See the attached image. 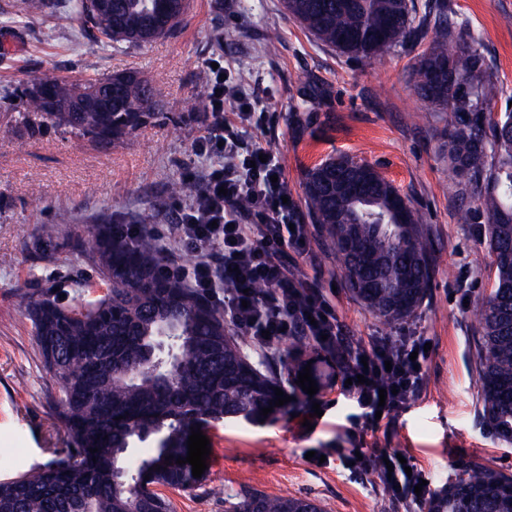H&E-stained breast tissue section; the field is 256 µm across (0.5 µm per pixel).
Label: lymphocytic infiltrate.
<instances>
[{
    "label": "lymphocytic infiltrate",
    "instance_id": "obj_1",
    "mask_svg": "<svg viewBox=\"0 0 512 512\" xmlns=\"http://www.w3.org/2000/svg\"><path fill=\"white\" fill-rule=\"evenodd\" d=\"M204 73V134L195 149L205 176L158 237L166 257L162 272L214 301L235 335L254 349L301 336L339 359L345 380L340 394L354 411L350 445L337 456L355 470L376 473V491L400 502L404 512H422L431 491L425 473L405 472L396 451L364 450L356 430L391 428L420 397L427 339L346 334L335 301L305 271L315 262L311 235L298 223L295 203L283 200L288 189L278 179V157L246 137L261 97L242 83H226L223 69L208 64ZM228 282L237 286L234 295L223 293Z\"/></svg>",
    "mask_w": 512,
    "mask_h": 512
}]
</instances>
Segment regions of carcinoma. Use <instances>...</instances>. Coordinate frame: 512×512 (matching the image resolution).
I'll use <instances>...</instances> for the list:
<instances>
[{"label":"carcinoma","mask_w":512,"mask_h":512,"mask_svg":"<svg viewBox=\"0 0 512 512\" xmlns=\"http://www.w3.org/2000/svg\"><path fill=\"white\" fill-rule=\"evenodd\" d=\"M290 18L317 40L357 60L433 40L412 73L415 93L446 112L441 150L458 179L466 224L484 225L494 278L480 311L478 376L481 413L497 438L512 442V110L494 115L501 98L486 56L464 22L448 21V6L415 0H283ZM189 0H116L115 12L77 0L55 16L112 43L142 46L174 32ZM118 83L123 94L102 107L72 108L89 86ZM22 94L41 118L21 117L29 138L43 124L63 126L109 150L155 115L151 92L136 74L85 81L55 76L31 80ZM397 188L374 166L350 156L328 158L305 173L312 223L330 240L355 298L388 322L412 317L430 288L435 245L413 206L392 212ZM59 229L38 235L44 254ZM74 247L98 275L103 292L73 306L53 288L29 297L28 313L44 364L59 384L56 403L70 448L41 471L0 480V512H170L157 491L198 488L187 457L191 428L226 418L263 419L281 387L269 369L242 354L224 313L195 290L160 272L163 254L149 232L129 242L112 220L89 224ZM150 450L129 461L131 448ZM98 452L91 453L92 449ZM171 460H166V457ZM224 512H326L317 499L271 497L244 489L224 497ZM427 512H512V477L470 466L427 503Z\"/></svg>","instance_id":"cac0c4a2"}]
</instances>
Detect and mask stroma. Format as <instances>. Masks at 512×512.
<instances>
[{"instance_id":"35a3bbf8","label":"stroma","mask_w":512,"mask_h":512,"mask_svg":"<svg viewBox=\"0 0 512 512\" xmlns=\"http://www.w3.org/2000/svg\"><path fill=\"white\" fill-rule=\"evenodd\" d=\"M26 0H0V480L43 469L64 455L67 433L51 397L57 384L33 339L27 298L70 272L84 287L70 289L81 302L88 271L70 242L85 224L103 215L127 224L155 215L164 232L187 196L167 193L170 182L200 183L195 155L205 102L202 66L223 57L231 79L258 88L264 111L254 140L277 154L288 192L303 205L307 169L347 154L390 180L418 210L435 242V271L416 314L390 323L366 309L349 291L327 242L314 238L310 276L335 289L347 335L430 338L424 391L402 412L391 435L365 430L366 444L398 448L431 478L432 490L458 478L466 464L512 476V443L492 436L481 419L475 350L476 317L490 292L493 258L478 225L459 220V187L441 151L444 122L413 89L412 70L428 41L355 60L326 46L285 14L282 0H191L181 26L140 47L96 41L94 30L58 28L51 13L28 14ZM450 21L467 22L490 60L504 99L512 97V0H450ZM233 45H225V32ZM277 34L278 51L265 45ZM98 42L97 52L88 45ZM136 72L152 88L158 110L132 135L98 150L64 128L33 139L19 135L25 106L18 90L32 79L65 76L95 79ZM46 224L60 235L48 257L32 242ZM268 362L307 365L318 391L310 395L289 374L288 410L263 422L227 419L210 424L211 454L204 485L194 491L164 489L173 512H224V498L242 487L273 497L308 496L327 512H397L372 487L370 476L344 467L336 449L347 447L348 407L339 398L341 370L310 342L286 341ZM323 416H312L313 403ZM328 454L312 465L307 452Z\"/></svg>"}]
</instances>
